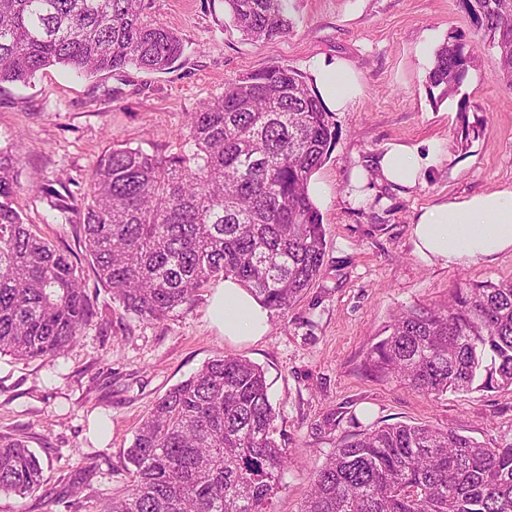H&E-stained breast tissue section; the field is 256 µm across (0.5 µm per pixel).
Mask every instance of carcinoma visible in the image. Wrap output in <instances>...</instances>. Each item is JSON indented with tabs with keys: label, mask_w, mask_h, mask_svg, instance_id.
Segmentation results:
<instances>
[{
	"label": "carcinoma",
	"mask_w": 512,
	"mask_h": 512,
	"mask_svg": "<svg viewBox=\"0 0 512 512\" xmlns=\"http://www.w3.org/2000/svg\"><path fill=\"white\" fill-rule=\"evenodd\" d=\"M258 43L288 34L291 0H224ZM512 88V0H460ZM181 38L142 19L141 0H0V84L54 65L80 74L128 66L162 72ZM464 37L434 53L443 95L468 73ZM336 124L286 65L242 75L190 114L186 150L118 144L81 206L84 247L123 310L159 320L214 277L233 276L284 313L320 273L325 231L309 180ZM18 160L0 149V354L52 359L97 313L77 268L12 207ZM364 360L372 376L426 395L512 387V280L462 282L441 307L395 317ZM264 370L218 356L169 389L141 422L125 461L131 484L101 512H271L288 461L274 438ZM42 466L24 440L0 436V494L26 497ZM299 512H512V444L488 447L447 427L392 423L339 443L313 473Z\"/></svg>",
	"instance_id": "carcinoma-1"
}]
</instances>
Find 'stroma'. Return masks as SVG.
<instances>
[{"label": "stroma", "mask_w": 512, "mask_h": 512, "mask_svg": "<svg viewBox=\"0 0 512 512\" xmlns=\"http://www.w3.org/2000/svg\"><path fill=\"white\" fill-rule=\"evenodd\" d=\"M143 13L182 39L172 69L80 77L57 65L0 85V148L18 160L12 206L77 265L109 321L51 360L0 355V435L25 438L43 468L34 494H0V512H100L131 480L123 452L154 402L224 353L263 368L275 437L290 451L272 512H298L333 448L376 425L430 424L490 447L512 443V390L428 396L363 366L400 313L445 305L460 282L512 278L511 250L443 267L424 262L412 238L421 208L512 186V90L459 0H295L288 35L259 43L231 25L224 0H145ZM459 35L473 62L458 94L446 97L426 76L435 50ZM317 57L348 61L363 93L334 113L338 137L315 172L329 197L318 208L326 248L312 286L248 344L228 343L212 325L211 281L164 319L125 312L96 277L79 213L56 210V193L82 198L116 143L179 153L190 114L226 81L276 64L304 74ZM392 142L438 148L424 184L351 204L354 168Z\"/></svg>", "instance_id": "1"}]
</instances>
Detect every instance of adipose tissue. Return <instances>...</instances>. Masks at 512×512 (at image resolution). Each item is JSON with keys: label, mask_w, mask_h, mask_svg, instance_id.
Masks as SVG:
<instances>
[{"label": "adipose tissue", "mask_w": 512, "mask_h": 512, "mask_svg": "<svg viewBox=\"0 0 512 512\" xmlns=\"http://www.w3.org/2000/svg\"><path fill=\"white\" fill-rule=\"evenodd\" d=\"M310 72L331 111H346L362 93L357 75L342 60L315 59ZM435 155L432 149L423 154L415 146L386 145L371 169L358 172L354 197L370 198L379 187L412 189L423 184ZM413 243L423 261L444 267L466 265L512 250V188L424 208L413 226ZM209 315L225 340L233 344L265 336L270 321L269 309L231 277L213 292Z\"/></svg>", "instance_id": "adipose-tissue-1"}]
</instances>
